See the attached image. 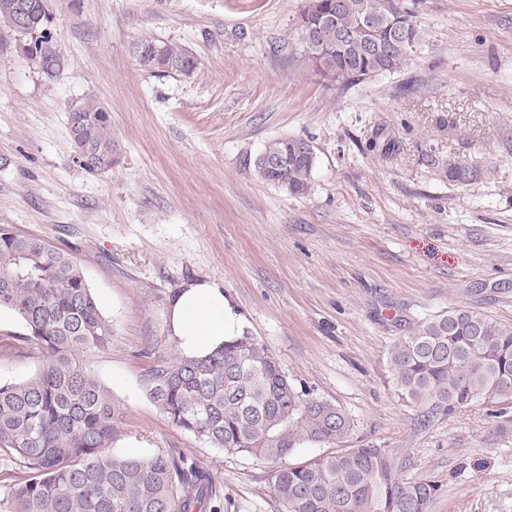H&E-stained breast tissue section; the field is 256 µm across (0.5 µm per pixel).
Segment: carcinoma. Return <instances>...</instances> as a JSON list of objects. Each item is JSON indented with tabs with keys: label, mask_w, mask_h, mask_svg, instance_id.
<instances>
[{
	"label": "carcinoma",
	"mask_w": 512,
	"mask_h": 512,
	"mask_svg": "<svg viewBox=\"0 0 512 512\" xmlns=\"http://www.w3.org/2000/svg\"><path fill=\"white\" fill-rule=\"evenodd\" d=\"M29 27L46 19V0H27ZM15 0H0V26L15 32ZM416 2L318 0L296 26L307 61L327 80L352 83L400 70L420 39ZM150 75L189 78L187 49L149 37L132 44ZM71 135L93 157L91 171L112 169L116 145L109 113L88 98L72 108ZM303 140L267 143L254 161L265 182L293 195L310 189L316 155ZM470 164L448 163V180L467 186ZM24 324L23 340L42 365L21 383H0V458L26 471L8 490L9 512H203L217 498L213 474L175 449L147 455L108 451L120 440L122 410L81 357L103 351L112 326L69 254L0 225V309ZM399 395L421 421L474 403L512 400V324L466 308L420 323L389 353ZM148 399L172 425L213 448L278 464L271 479L280 512H429L439 486L409 479L385 448H346L280 464L304 443L341 442L351 420L336 405L296 387L280 362L247 332L205 356L164 350L141 376Z\"/></svg>",
	"instance_id": "cac0c4a2"
}]
</instances>
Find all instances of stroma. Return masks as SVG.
I'll use <instances>...</instances> for the list:
<instances>
[{
    "instance_id": "35a3bbf8",
    "label": "stroma",
    "mask_w": 512,
    "mask_h": 512,
    "mask_svg": "<svg viewBox=\"0 0 512 512\" xmlns=\"http://www.w3.org/2000/svg\"><path fill=\"white\" fill-rule=\"evenodd\" d=\"M306 0H46L41 29L0 27V225L69 250L112 343L91 359L123 409L114 452L175 448L208 468L218 512H279L267 461L210 447L147 399L172 344L167 307L210 281L296 386L347 413L339 448H385L439 486L429 512H512V404L420 424L389 351L421 321L466 307L512 323V0H420L422 38L397 72L317 75L296 40ZM188 49L191 77L157 78L141 37ZM108 110L116 163L75 157L73 106ZM316 154L306 195L261 180L277 138ZM480 175L448 180L450 162ZM0 315V381L41 362Z\"/></svg>"
}]
</instances>
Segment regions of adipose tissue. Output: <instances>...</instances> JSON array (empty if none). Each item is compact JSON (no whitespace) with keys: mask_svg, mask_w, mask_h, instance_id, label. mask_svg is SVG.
<instances>
[{"mask_svg":"<svg viewBox=\"0 0 512 512\" xmlns=\"http://www.w3.org/2000/svg\"><path fill=\"white\" fill-rule=\"evenodd\" d=\"M240 316L214 282H190L171 296L168 303V332L180 350L203 356L240 333Z\"/></svg>","mask_w":512,"mask_h":512,"instance_id":"ef3b65f1","label":"adipose tissue"}]
</instances>
